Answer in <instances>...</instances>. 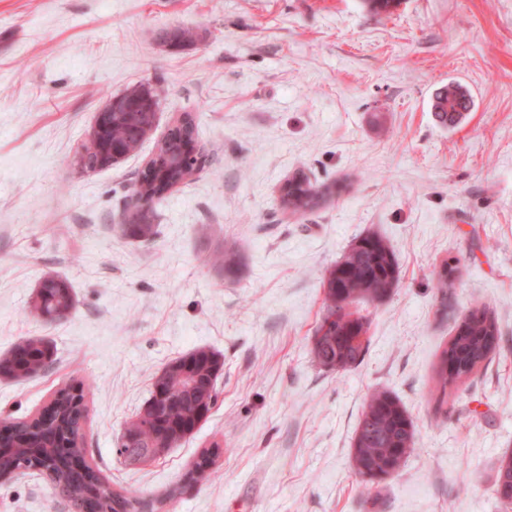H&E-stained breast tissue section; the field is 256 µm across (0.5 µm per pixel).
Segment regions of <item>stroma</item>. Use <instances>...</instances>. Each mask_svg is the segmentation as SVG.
Instances as JSON below:
<instances>
[{
    "label": "stroma",
    "mask_w": 512,
    "mask_h": 512,
    "mask_svg": "<svg viewBox=\"0 0 512 512\" xmlns=\"http://www.w3.org/2000/svg\"><path fill=\"white\" fill-rule=\"evenodd\" d=\"M186 27L194 44L162 43ZM146 82L166 95L140 150L77 173L95 113ZM451 82L473 108L445 128L431 99ZM185 112L202 162L159 206L157 236L131 241V187ZM300 171L341 187L284 213ZM367 232L391 245L400 280L352 304L368 351L329 371L311 355L323 283ZM233 242L228 277L210 259ZM49 273L77 301L52 324L29 313ZM483 305L496 354L439 391L442 350ZM28 336L55 360L0 379V426L91 384L86 459L155 512H506L494 481L512 453V0H400L380 15L365 0H0V354ZM197 347L224 357L209 418L159 460L123 463L118 440L155 375ZM377 390L407 410L416 451L367 495L351 453ZM214 442V474L185 484ZM0 512L72 510L29 471L0 485Z\"/></svg>",
    "instance_id": "stroma-1"
}]
</instances>
